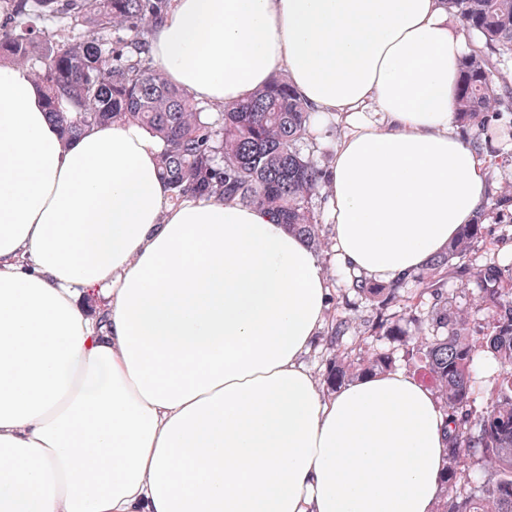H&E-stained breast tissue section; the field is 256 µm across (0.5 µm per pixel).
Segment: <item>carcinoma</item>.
Instances as JSON below:
<instances>
[{
	"label": "carcinoma",
	"instance_id": "1",
	"mask_svg": "<svg viewBox=\"0 0 512 512\" xmlns=\"http://www.w3.org/2000/svg\"><path fill=\"white\" fill-rule=\"evenodd\" d=\"M471 38L459 61L457 122L479 126L512 112V86L494 82L499 58H512V0H446ZM168 0H0V63L28 67L46 95L50 119L64 138L123 120L160 145L159 173L171 198L233 200L266 211L277 224L322 245L313 197L323 169L302 145L312 109L275 78L249 100L208 112L149 66L150 39ZM494 208L483 206L444 251L409 276L385 285L352 278L349 289L377 304L367 332L399 342L400 356L364 350L367 337L347 341L348 320L330 316L325 383L338 389L355 378L393 371L397 361L423 372L445 415V491L436 512H512V266L484 264L473 275L476 328L448 293V272L483 239ZM416 288L408 292L407 284ZM429 303L427 332L401 327L393 307ZM493 373L484 379L477 364ZM477 478L463 483L464 475Z\"/></svg>",
	"mask_w": 512,
	"mask_h": 512
}]
</instances>
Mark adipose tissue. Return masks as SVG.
<instances>
[{
	"label": "adipose tissue",
	"instance_id": "obj_1",
	"mask_svg": "<svg viewBox=\"0 0 512 512\" xmlns=\"http://www.w3.org/2000/svg\"><path fill=\"white\" fill-rule=\"evenodd\" d=\"M445 0H172L155 65L221 108L278 72L346 123L325 166L339 268L390 282L472 223ZM333 288L262 210L172 203L115 122L64 139L0 64V512H436L444 417L405 370L325 397Z\"/></svg>",
	"mask_w": 512,
	"mask_h": 512
}]
</instances>
